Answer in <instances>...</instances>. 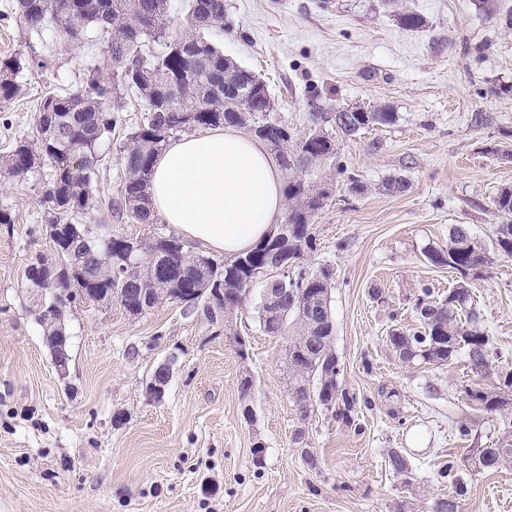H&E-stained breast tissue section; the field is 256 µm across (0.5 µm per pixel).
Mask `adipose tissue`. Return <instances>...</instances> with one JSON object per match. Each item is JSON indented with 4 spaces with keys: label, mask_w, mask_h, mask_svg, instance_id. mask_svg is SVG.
Here are the masks:
<instances>
[{
    "label": "adipose tissue",
    "mask_w": 512,
    "mask_h": 512,
    "mask_svg": "<svg viewBox=\"0 0 512 512\" xmlns=\"http://www.w3.org/2000/svg\"><path fill=\"white\" fill-rule=\"evenodd\" d=\"M150 192L163 223L232 256L253 247L276 223L284 178L262 141L217 128L167 148L154 167Z\"/></svg>",
    "instance_id": "1"
}]
</instances>
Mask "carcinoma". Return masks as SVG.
Here are the masks:
<instances>
[{
    "label": "carcinoma",
    "mask_w": 512,
    "mask_h": 512,
    "mask_svg": "<svg viewBox=\"0 0 512 512\" xmlns=\"http://www.w3.org/2000/svg\"><path fill=\"white\" fill-rule=\"evenodd\" d=\"M19 23L28 35L49 31L64 45L80 44L91 29L107 40L104 58L87 66L85 81L76 92L49 93L34 116L37 136L16 142L0 159V170L10 176L20 172H48L44 197L42 232L52 224H73L78 215L96 206L93 179L99 162L98 148L112 133L117 113L123 111L125 95L134 93L147 102L146 123L131 132L120 147L124 181L113 203L115 212L138 224H155L151 210L150 182L157 157L170 141L199 128L241 126L258 138L280 141L277 155L290 174L288 200L291 205L285 222L288 245L266 237L253 249L224 262L196 252L181 238L158 236L156 245L145 239L148 252L139 255L134 269L118 277L105 265L96 266L101 287L112 289V299L132 315L140 312L139 297L147 290L151 307L162 301L176 302L186 310L201 312L214 323L224 321V330L233 331V315L251 287L259 279L269 280L273 264L286 267L278 275L281 292L274 304L287 319L276 333L266 318L269 306L259 307V324L269 335L291 337L288 367L295 402L303 417L322 407L321 392L330 391L331 412L349 418L354 397L341 388L339 365L332 348V314L313 317L308 310L316 296H329L333 273L327 267L310 271L303 260L316 250L314 218L331 197L329 190L314 191L300 174L320 167L345 172L339 161L336 137L352 139L374 126H388L398 115L385 107H361L336 112L311 113L312 128L299 135L288 124L270 117L271 96L265 83L249 70L224 57L206 34L224 28V0H188L179 26H174L169 0H15L3 13ZM399 26L414 31L424 26L421 15L404 9L396 13ZM47 66V59L30 54L0 59V102L22 92L18 76L30 67ZM246 96L252 112H235L227 105ZM80 166H74V163ZM504 223L497 226L492 249L456 226L445 247L426 251L435 265L447 266L462 276L478 271L489 261L490 252L512 258V188L501 189L492 200ZM140 239L123 233L104 238L86 231L57 250V262L39 260L25 271V279L47 281L58 278L59 287L69 291L67 307L86 302V286L69 284L61 267H79L87 261V246L98 253L127 249ZM417 324L395 328L387 336L399 359L442 365L463 351L470 369L477 375L488 373L501 354L490 345L489 336L479 326L469 289L459 284L448 294L433 296L429 288L420 290L413 304ZM45 343L64 335L61 317L42 323ZM512 373L499 379L489 390L469 392L471 401L483 411L501 417L499 436L492 445L469 457L475 470H497L512 465ZM389 467L403 479L412 468L401 451H390ZM465 492L462 478L453 481L446 498H438L432 512H459V497Z\"/></svg>",
    "instance_id": "1"
}]
</instances>
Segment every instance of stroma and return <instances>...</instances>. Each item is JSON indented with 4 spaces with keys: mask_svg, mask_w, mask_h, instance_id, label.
<instances>
[{
    "mask_svg": "<svg viewBox=\"0 0 512 512\" xmlns=\"http://www.w3.org/2000/svg\"><path fill=\"white\" fill-rule=\"evenodd\" d=\"M404 3L424 28H400L381 0H224L228 26L209 34L265 81L275 116L298 133L315 110L375 104L398 115L338 141L346 171L334 176L306 259L334 272L332 347L341 386L356 399L350 419L302 417L289 391L288 339L259 326L258 284L231 335L176 303L139 317L116 302L77 305L65 314L72 360L58 374L24 284L28 265L55 260L41 232L42 178L0 176V207L13 217L0 224V512H431L451 486L438 469L489 446L498 416L467 392L493 387L496 375L472 373L462 354L442 366L402 361L387 337L415 324L422 287L441 295L463 283L506 355L500 371L512 370V258L493 256L464 277L425 256L447 245L454 225L487 245L501 222L492 200L512 188V161L491 148L512 147V29L475 0ZM106 50L44 38L47 67L24 72L22 95L0 102V155L33 138L46 93L79 88ZM476 112L487 125L473 124ZM146 114L128 96L100 149L97 205L78 218L99 234L172 233L108 209L122 186L119 148ZM353 176L363 192L350 191ZM391 176L408 179V190L382 192ZM171 356L165 397L153 402L145 384ZM459 421L472 423L468 439ZM393 448L412 466L411 485L388 465ZM460 476V512H512V468Z\"/></svg>",
    "mask_w": 512,
    "mask_h": 512,
    "instance_id": "35a3bbf8",
    "label": "stroma"
}]
</instances>
